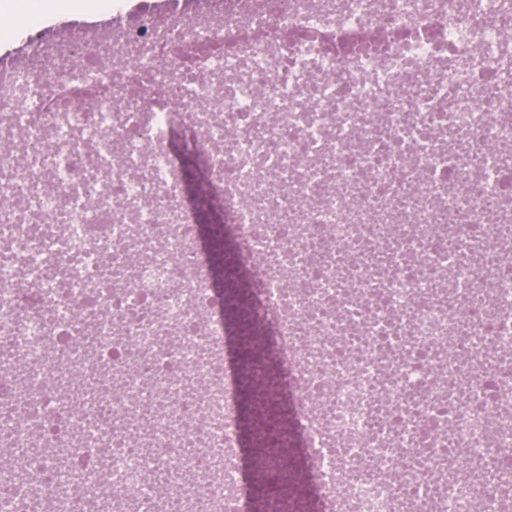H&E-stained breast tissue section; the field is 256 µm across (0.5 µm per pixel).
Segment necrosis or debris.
Segmentation results:
<instances>
[{
    "mask_svg": "<svg viewBox=\"0 0 512 512\" xmlns=\"http://www.w3.org/2000/svg\"><path fill=\"white\" fill-rule=\"evenodd\" d=\"M512 0H221L0 58V512H512ZM196 147L265 359L193 229ZM108 266H101V258ZM165 495H156L157 486Z\"/></svg>",
    "mask_w": 512,
    "mask_h": 512,
    "instance_id": "4bbe7bcc",
    "label": "necrosis or debris"
}]
</instances>
